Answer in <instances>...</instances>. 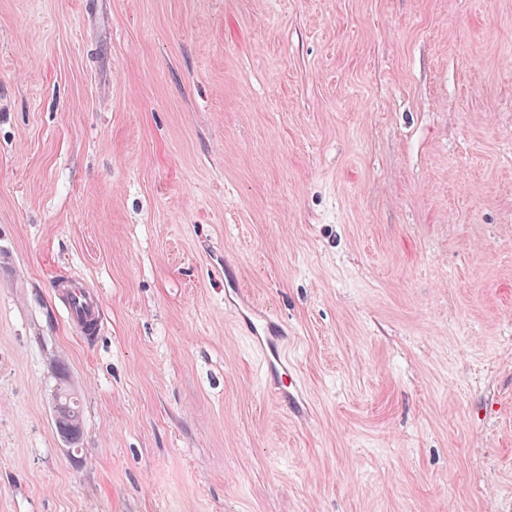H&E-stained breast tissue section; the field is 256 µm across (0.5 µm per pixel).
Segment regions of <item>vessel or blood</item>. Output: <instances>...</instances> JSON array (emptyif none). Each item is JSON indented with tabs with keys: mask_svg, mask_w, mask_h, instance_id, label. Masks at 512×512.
I'll use <instances>...</instances> for the list:
<instances>
[{
	"mask_svg": "<svg viewBox=\"0 0 512 512\" xmlns=\"http://www.w3.org/2000/svg\"><path fill=\"white\" fill-rule=\"evenodd\" d=\"M65 307L73 321L88 323L99 312V300L83 289L71 288L67 291ZM224 308L234 316L259 355L267 388L283 407L299 409L303 394L297 371L288 357L287 323L258 304L232 278L225 284Z\"/></svg>",
	"mask_w": 512,
	"mask_h": 512,
	"instance_id": "obj_1",
	"label": "vessel or blood"
}]
</instances>
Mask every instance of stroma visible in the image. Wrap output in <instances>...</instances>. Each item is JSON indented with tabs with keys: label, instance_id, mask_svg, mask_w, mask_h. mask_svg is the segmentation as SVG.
Here are the masks:
<instances>
[{
	"label": "stroma",
	"instance_id": "stroma-1",
	"mask_svg": "<svg viewBox=\"0 0 512 512\" xmlns=\"http://www.w3.org/2000/svg\"><path fill=\"white\" fill-rule=\"evenodd\" d=\"M0 512H512V0H0ZM224 309L230 312L260 357L267 388L286 409L297 411L304 400L296 368L288 357V324L246 294L229 275ZM65 307L73 321L88 323L94 319L96 327L99 318V298L91 297L84 289L69 288ZM74 395L73 391L62 387L55 395L57 429L69 447H75L81 433L80 402Z\"/></svg>",
	"mask_w": 512,
	"mask_h": 512
}]
</instances>
